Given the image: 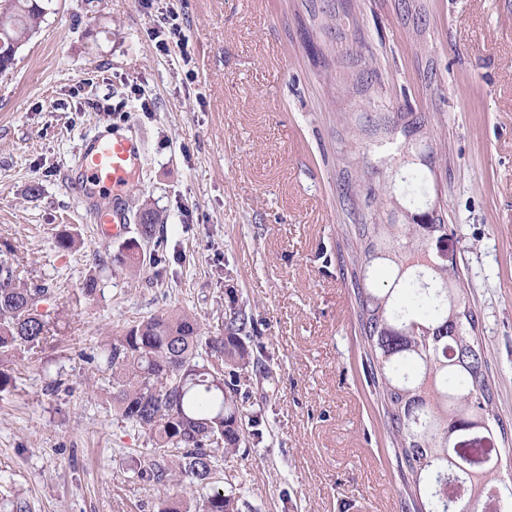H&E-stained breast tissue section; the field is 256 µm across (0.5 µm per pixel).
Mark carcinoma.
I'll use <instances>...</instances> for the list:
<instances>
[{
	"mask_svg": "<svg viewBox=\"0 0 512 512\" xmlns=\"http://www.w3.org/2000/svg\"><path fill=\"white\" fill-rule=\"evenodd\" d=\"M38 0H9L0 11V66L42 17ZM351 279L364 364L383 411L391 450L408 496L423 510L444 509L448 486L460 482L468 501L483 505L498 484L501 457L483 469L450 465L457 458L448 433H464L468 420L487 418L491 433L506 435L493 407L478 319L461 295L459 271L448 268L430 239L448 237L446 224H356ZM383 267L389 281L371 283ZM43 284L22 281L18 267L0 257V361L42 346L52 334L41 306ZM252 321L239 308L220 332H201L196 317L163 310L131 325L101 350L112 372L117 420L146 436L137 477L172 479L201 491L193 500L166 499L161 512H242V488L218 486L219 449L229 454L245 439L237 406L239 378L252 353L245 340Z\"/></svg>",
	"mask_w": 512,
	"mask_h": 512,
	"instance_id": "cac0c4a2",
	"label": "carcinoma"
}]
</instances>
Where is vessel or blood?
<instances>
[{
	"label": "vessel or blood",
	"mask_w": 512,
	"mask_h": 512,
	"mask_svg": "<svg viewBox=\"0 0 512 512\" xmlns=\"http://www.w3.org/2000/svg\"><path fill=\"white\" fill-rule=\"evenodd\" d=\"M142 151L139 139L103 135L85 147L77 164L82 181L112 195L111 208L104 215L110 235L121 236L128 228L125 202L117 190L126 184L129 168Z\"/></svg>",
	"instance_id": "obj_1"
}]
</instances>
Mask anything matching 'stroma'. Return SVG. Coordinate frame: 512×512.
I'll return each instance as SVG.
<instances>
[{
  "label": "stroma",
  "instance_id": "obj_1",
  "mask_svg": "<svg viewBox=\"0 0 512 512\" xmlns=\"http://www.w3.org/2000/svg\"><path fill=\"white\" fill-rule=\"evenodd\" d=\"M42 5L0 74V247L50 288L53 338L6 363L0 512H158L165 488L135 474L145 436L116 419L95 356L161 310L221 330L234 303L255 322L239 414L261 416L263 440L222 461V485L256 512H405L354 313L353 230L371 220L442 216L512 431V0ZM171 10L188 46L164 55L151 31ZM400 112L428 113L430 132L391 133ZM118 132L145 149L113 240L107 196L82 202L67 181ZM147 209L164 262L112 263L130 241L152 251Z\"/></svg>",
  "mask_w": 512,
  "mask_h": 512
}]
</instances>
